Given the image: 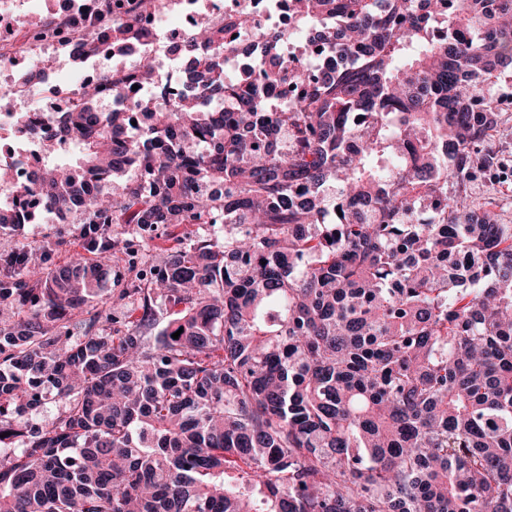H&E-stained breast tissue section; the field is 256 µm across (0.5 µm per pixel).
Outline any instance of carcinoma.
I'll return each instance as SVG.
<instances>
[{
    "label": "carcinoma",
    "mask_w": 512,
    "mask_h": 512,
    "mask_svg": "<svg viewBox=\"0 0 512 512\" xmlns=\"http://www.w3.org/2000/svg\"><path fill=\"white\" fill-rule=\"evenodd\" d=\"M151 2L105 11L108 54L46 22L105 65L62 121L76 164L22 196L99 231L60 267L62 241L0 253V512H512V224L473 197L512 121V0H461L441 41L437 0H294L336 62L272 33L234 77L203 17L189 92L127 133L97 103L153 80L112 70ZM145 229L178 242L161 265Z\"/></svg>",
    "instance_id": "1"
}]
</instances>
